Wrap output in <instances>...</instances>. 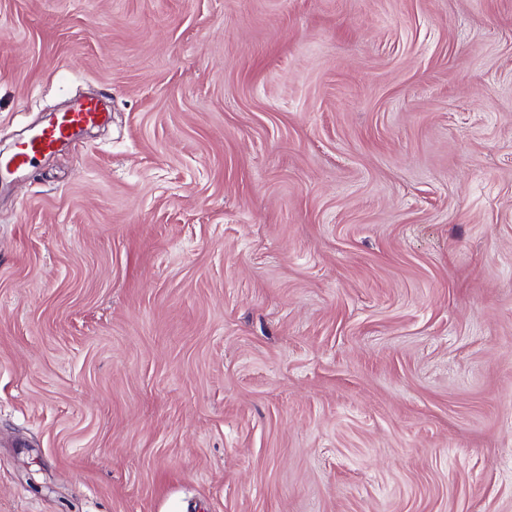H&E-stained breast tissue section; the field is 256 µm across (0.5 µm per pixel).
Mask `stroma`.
<instances>
[{
  "label": "stroma",
  "mask_w": 512,
  "mask_h": 512,
  "mask_svg": "<svg viewBox=\"0 0 512 512\" xmlns=\"http://www.w3.org/2000/svg\"><path fill=\"white\" fill-rule=\"evenodd\" d=\"M0 512H512V0H0ZM103 103L98 97L76 101L49 127L33 132L12 154L0 160V176H14L26 172L38 157L54 149L63 140L78 135L83 130L98 125L103 120Z\"/></svg>",
  "instance_id": "obj_1"
}]
</instances>
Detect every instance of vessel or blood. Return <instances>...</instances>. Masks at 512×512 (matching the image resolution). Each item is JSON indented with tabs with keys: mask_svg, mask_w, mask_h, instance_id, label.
<instances>
[{
	"mask_svg": "<svg viewBox=\"0 0 512 512\" xmlns=\"http://www.w3.org/2000/svg\"><path fill=\"white\" fill-rule=\"evenodd\" d=\"M103 118L100 98L89 97L76 101L66 112L60 113L51 126L33 132L30 137L6 158L0 159V176H14L26 172L38 157L54 149L63 140L98 125Z\"/></svg>",
	"mask_w": 512,
	"mask_h": 512,
	"instance_id": "1",
	"label": "vessel or blood"
}]
</instances>
